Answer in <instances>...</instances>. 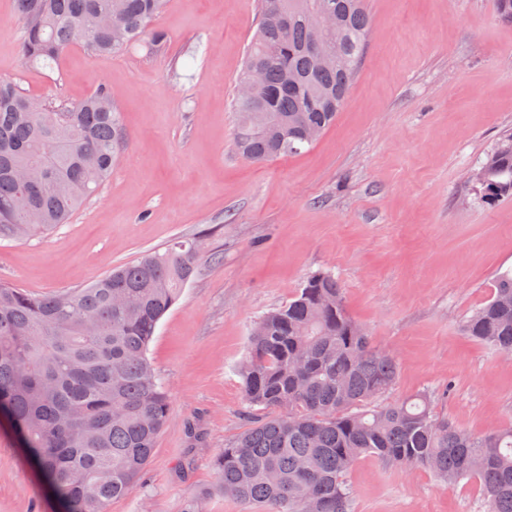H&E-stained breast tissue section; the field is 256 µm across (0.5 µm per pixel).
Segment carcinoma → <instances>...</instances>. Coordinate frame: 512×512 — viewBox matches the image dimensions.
<instances>
[{
    "label": "carcinoma",
    "mask_w": 512,
    "mask_h": 512,
    "mask_svg": "<svg viewBox=\"0 0 512 512\" xmlns=\"http://www.w3.org/2000/svg\"><path fill=\"white\" fill-rule=\"evenodd\" d=\"M24 23L22 54L53 67L75 43L95 57L151 35L166 0H14ZM336 13L329 37L336 65L309 51L308 16ZM259 25L235 97L234 144L263 164L312 144L300 131H326L342 109L369 34L365 0H258ZM122 129L107 90L58 102L0 79V239L19 240L66 221L102 187L116 163ZM18 168L39 169L35 184ZM479 198L512 199V135L474 176ZM198 245L177 241L115 266L84 288L36 296L0 281V417L61 512H108L142 478L170 411L167 388L148 359L162 317L198 272ZM466 335L512 353V269L496 275L490 298L462 323ZM249 407L265 416L224 447L219 487L247 512H353L347 474L364 456L454 485L474 482L485 512H512V426L474 435L431 412L421 394L382 405L394 384L393 355L349 314L329 271L309 275L287 304L253 326L237 367Z\"/></svg>",
    "instance_id": "obj_1"
}]
</instances>
